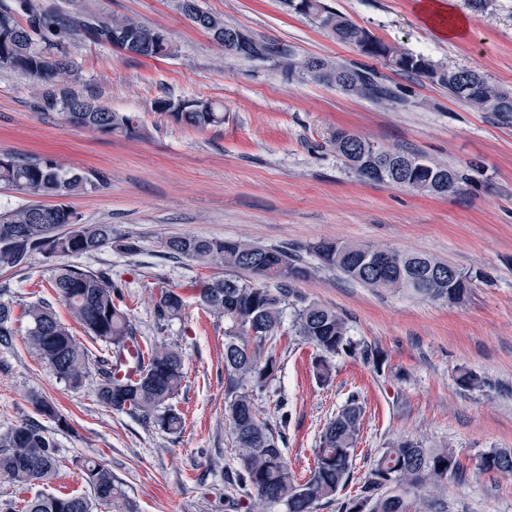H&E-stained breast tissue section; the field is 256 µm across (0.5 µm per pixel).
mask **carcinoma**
I'll return each instance as SVG.
<instances>
[{"mask_svg": "<svg viewBox=\"0 0 512 512\" xmlns=\"http://www.w3.org/2000/svg\"><path fill=\"white\" fill-rule=\"evenodd\" d=\"M282 2L360 55L380 58L402 74L441 86L458 102L512 119V91L489 83L477 72L433 61L434 70L427 74L421 70L426 56L386 44L351 19L329 10L322 0ZM176 10L223 47L239 31L204 9L200 0H177ZM252 41L274 51V65L306 80L321 68L335 70L346 79L358 77V68L377 75L363 63H335L317 56L298 62L289 48L255 37ZM81 43L125 49L134 59L159 60L175 52L164 30L131 17L102 15L86 7L50 13L39 0H0V69L17 70L31 78L40 111L55 112L67 123L90 132L137 136L140 129L135 119L67 85L75 68L71 48ZM365 98L380 103L403 101L400 90L382 78L371 85ZM155 111L196 130L224 123V113L209 100L160 98L155 101ZM332 144L346 167L363 182L388 183L441 197L457 195L466 182L465 175L419 154L384 150L348 131H336ZM0 183L23 193L68 198L104 189L110 177L101 170L69 171L52 156H1ZM114 244L129 254L139 251L135 239L115 240L112 225L84 224L81 215L66 204H35L0 213L1 269L23 268L35 254L46 259L65 258L93 254ZM165 248L174 258L225 270L223 278L203 281L196 297L208 313L224 319V418L231 427L237 463L235 486L251 499V512H267L275 505L284 507L285 512H314L320 502L336 500L352 479L363 418L359 396L350 395L326 423L314 467L302 481L286 461L279 423L265 416L255 395L266 390L277 375L279 365L272 345L288 309L291 331L318 351L313 368L322 384L332 377L329 358H359L380 372L385 366L383 353L353 341L335 310L297 294L295 283L305 279L311 268L286 250L256 246L244 239L196 236L171 237ZM309 251L323 268L352 281L422 300L457 304L478 279L476 274L450 268L424 253L327 240L310 245ZM50 288L66 304L72 320L105 345V353L91 363L88 350L68 325L50 304L41 302L24 309V317L32 324L28 343L37 357L73 389L82 388L96 375L95 393L104 407L149 420L166 433L180 432L184 418L168 404L185 378L179 351L165 345L147 346L136 377L120 374L119 358L137 341L122 284L112 280L108 271L58 263ZM184 308L183 296L174 289L162 288L154 298V312L160 321L180 317ZM13 313L11 305L0 302V346L12 344ZM32 404L42 415L66 424L48 400L35 396ZM58 465L56 443L42 426L22 422L0 433V477L19 484L49 481ZM481 465L486 471L512 474V449L488 453ZM79 468L93 496L40 494L27 501L24 512H95L100 506L112 512H137L112 470L89 458L81 460ZM458 470L460 462L447 448H427L407 438L394 441L373 461L358 493L341 504L340 512H409L403 497L390 492L394 485L423 491L414 512H437L448 474Z\"/></svg>", "mask_w": 512, "mask_h": 512, "instance_id": "obj_1", "label": "carcinoma"}]
</instances>
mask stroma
<instances>
[{
  "label": "stroma",
  "instance_id": "35a3bbf8",
  "mask_svg": "<svg viewBox=\"0 0 512 512\" xmlns=\"http://www.w3.org/2000/svg\"><path fill=\"white\" fill-rule=\"evenodd\" d=\"M324 2L388 44L470 67L512 89V0H437L435 18L423 0ZM87 4L163 28L176 49L163 60H134L90 43L73 51L71 89L135 116L141 137L94 134L41 114L31 79L0 69V156L50 155L67 169L109 174L106 189L70 203L84 223L111 225L116 238L135 236L140 249L128 255L106 247L70 263L109 270L124 285L141 342L181 352L185 380L172 403L185 424L168 434L103 407L92 386L69 387L31 352L29 321L19 319L11 347H0V432L24 420L40 424L56 441L60 466L47 484L0 479V512H24L39 494H90L76 465L83 458L111 469L139 512H247L245 496L226 505L224 472L234 450L224 419V321L194 301L195 288L224 270L170 258L164 243L174 236L242 238L296 251L314 269L297 283L299 294L336 309L354 341L384 353L379 374L362 360L333 357V379L323 385L313 375V347L282 326L274 348L280 370L256 403L274 419L277 402L285 401L284 452L297 478L308 477L325 423L356 392L364 416L344 497L355 495L388 442L411 438L450 448L461 463L448 479L445 512H512V474L480 466L489 452L512 448V121L454 101L445 88L380 59L369 65L399 87L402 103L352 97L269 62L225 59L172 0ZM201 4L296 57L360 58L311 20L286 13L280 0ZM160 98L210 100L224 122L193 130L156 112ZM339 129L460 171L467 177L462 192L439 198L358 181L331 145ZM319 240L422 252L478 278L454 305L377 292L320 269L307 251ZM53 266L38 254L25 269H0V301L18 311L46 300L69 321L49 285ZM162 288L186 298L180 318L156 320L153 298ZM464 370L485 387L461 390L456 378ZM36 394L55 405L65 428L35 410Z\"/></svg>",
  "mask_w": 512,
  "mask_h": 512
}]
</instances>
